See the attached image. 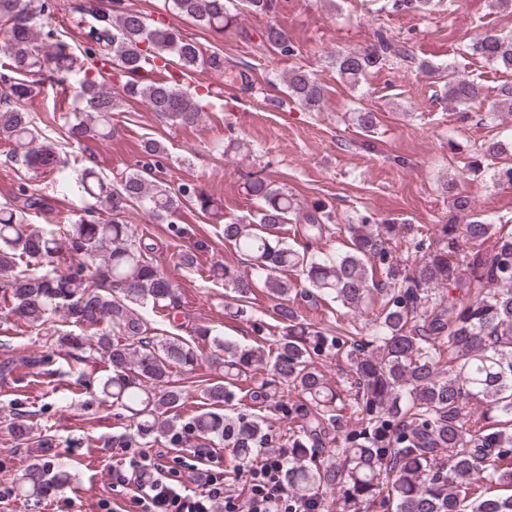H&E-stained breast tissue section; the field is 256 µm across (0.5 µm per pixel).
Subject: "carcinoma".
Segmentation results:
<instances>
[{
  "label": "carcinoma",
  "mask_w": 512,
  "mask_h": 512,
  "mask_svg": "<svg viewBox=\"0 0 512 512\" xmlns=\"http://www.w3.org/2000/svg\"><path fill=\"white\" fill-rule=\"evenodd\" d=\"M177 13L208 27L234 22L226 0H173ZM46 0H0V35L9 54L11 71L0 94V137L22 149L19 160L37 170L64 172L62 160L47 138L31 124L21 102L32 95L35 76L44 69L61 74L82 73L76 97L77 112L66 117L69 139L107 140L113 136L112 112L117 103L112 87L103 81L109 66L130 98L143 101L162 119L194 126L201 107L179 88L175 78L141 84V70L209 67L224 81L249 83L243 71L224 70V59L206 54L175 26L145 17L114 0L112 13L82 5L79 13L93 23L83 28L84 50L77 58L69 47L42 31L38 19ZM261 41L294 54L288 35L270 26ZM473 54L504 73H512V35L487 31L470 45ZM387 60L411 68L415 57L403 43L382 33L377 43L339 58L340 77L355 88L367 73ZM288 96L318 110L324 102L322 84L301 66L285 77ZM481 84L448 69V106L470 112L482 104ZM512 154V142H488L480 156L494 161ZM167 158L154 139L144 142L142 159L119 189L91 168L78 178L79 188L94 200L85 216L66 226L65 240L27 222L29 213L51 214L43 195L23 185L15 199L22 205H0V298L9 311L42 332L58 312L66 322L90 332L93 350L109 365L99 392L130 413L140 439H165L173 448L193 440L221 441L244 459L268 439L263 416L254 411L268 398L266 387L288 385L302 403H281L284 415L300 419L299 430L288 437V490L302 512H323L326 493L339 488V512H512V228L475 210L458 193L452 206L466 224H445L436 248L427 249L412 265L390 261L394 226L373 224L363 217L346 225L343 247L310 251L323 239L330 212L316 203L300 213L287 189L254 173L248 189L259 200L258 222L224 225V240L249 262L250 273L224 267L222 277L234 293L228 309L233 321L250 320L251 296L266 289L273 301L271 316L279 336L266 347H242L212 335L201 326L196 334L212 337L222 352L214 358V381L202 385L206 407L184 419L178 408L183 389L169 385L177 368H192L197 348L172 334H151L137 307L148 303L168 310L173 322L178 309L176 289L148 257L134 225L124 219L128 204L138 203L151 217L172 225L184 203L205 213L221 204L201 186L186 182L173 189L157 181L153 170ZM105 212L109 219L100 217ZM301 218L303 248L292 246L282 229ZM293 272L303 282L281 277ZM316 307L336 303L367 323L336 327L302 318L297 301ZM340 354L348 368L328 384L319 360ZM271 380L253 392L252 404L237 408L238 384L257 367ZM237 412L227 418L224 410ZM354 417L360 430L347 434L334 448H320L330 431L341 432L344 419ZM18 440H36L49 448L52 438L34 428L21 414L10 424ZM61 463L35 460L19 476L21 493L41 497L70 482Z\"/></svg>",
  "instance_id": "cac0c4a2"
}]
</instances>
